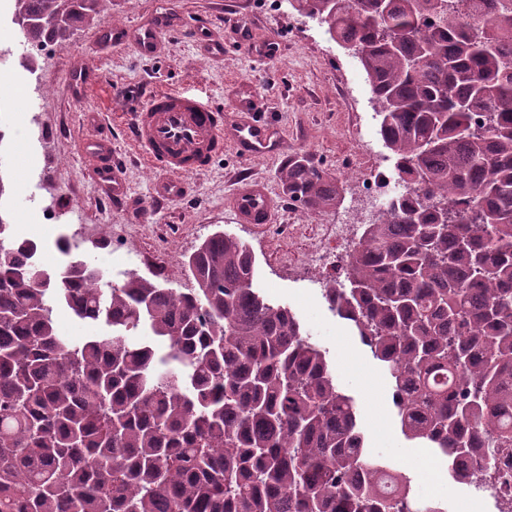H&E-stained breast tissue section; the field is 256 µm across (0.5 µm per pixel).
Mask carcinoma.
I'll return each mask as SVG.
<instances>
[{"label":"carcinoma","mask_w":512,"mask_h":512,"mask_svg":"<svg viewBox=\"0 0 512 512\" xmlns=\"http://www.w3.org/2000/svg\"><path fill=\"white\" fill-rule=\"evenodd\" d=\"M103 2L12 9L34 47L64 46ZM289 4L358 60L405 190L323 297L388 369L405 438L481 490L512 444V0ZM280 178L306 208L337 195L304 161ZM56 248L47 281L0 213V512H447L367 452L327 351L236 237H206L184 289L105 288ZM62 308L108 332L59 335Z\"/></svg>","instance_id":"obj_1"}]
</instances>
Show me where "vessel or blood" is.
<instances>
[{"mask_svg":"<svg viewBox=\"0 0 512 512\" xmlns=\"http://www.w3.org/2000/svg\"><path fill=\"white\" fill-rule=\"evenodd\" d=\"M181 19L168 7L150 17L130 23L108 24L101 31L112 43H129L145 57L154 56L170 30ZM186 38L196 42L204 56L223 55V41L209 37L204 29L184 30ZM263 100L252 82L238 85L232 98L231 115L216 110L197 95L179 90L153 93L131 115L133 137L156 172L152 183L153 200L174 201L185 192L187 176L209 168L231 143L245 155L256 156L282 152L276 128L257 121L255 114ZM86 160V172L112 204L128 202L122 168L112 159V142L95 134L79 146ZM224 207L236 222L264 229L276 220L275 202L266 185L243 179L224 199Z\"/></svg>","mask_w":512,"mask_h":512,"instance_id":"vessel-or-blood-1","label":"vessel or blood"}]
</instances>
